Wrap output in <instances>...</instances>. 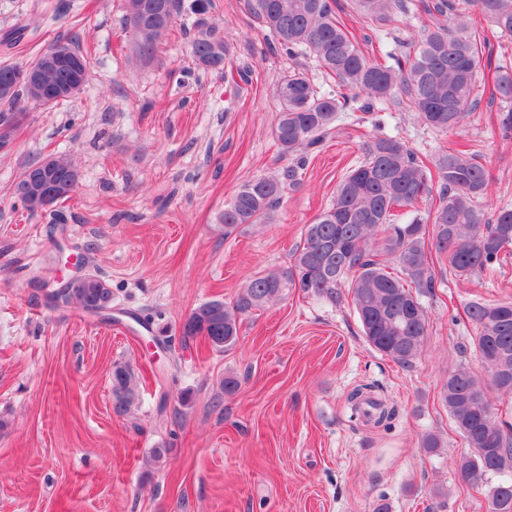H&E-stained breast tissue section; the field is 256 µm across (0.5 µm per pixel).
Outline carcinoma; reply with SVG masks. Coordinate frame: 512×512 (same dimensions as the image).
Returning a JSON list of instances; mask_svg holds the SVG:
<instances>
[{
	"instance_id": "cac0c4a2",
	"label": "carcinoma",
	"mask_w": 512,
	"mask_h": 512,
	"mask_svg": "<svg viewBox=\"0 0 512 512\" xmlns=\"http://www.w3.org/2000/svg\"><path fill=\"white\" fill-rule=\"evenodd\" d=\"M250 8L271 37L274 47L290 56H308L325 78L354 91L324 94L304 70H294L275 85L281 110L272 135L282 154L292 158L288 176L304 165L305 155L333 130L337 116L351 110L369 113L377 104L395 103L414 112L424 126L446 132L476 109L477 68L487 39L470 31L471 12L477 11L504 41L512 40V0H353L355 9L373 23L384 25L399 15L423 12L429 26L418 40L390 55L392 63L365 58L357 38L333 14L329 0H248ZM211 0H125L136 53L154 55L171 31L175 19L202 14ZM448 17L455 25L444 24ZM75 59L82 82L95 65L90 48L66 47ZM195 64L212 72L224 71L227 44L215 31L190 39ZM44 53L26 64L0 63V150L12 145L27 113L21 101L49 106L59 100L39 101L25 80L30 69L43 66ZM493 90L512 100V66L496 70ZM46 173L53 194L35 190L32 178ZM79 173L66 156L50 157L26 167L15 195L32 213H49V223L61 215L55 205L70 197ZM438 201L426 217L417 205L430 202L435 186ZM490 172L482 155L472 149L450 148L425 160L399 137L375 136L365 148L364 161L339 182L331 205L305 225L291 265L282 272L258 273L229 305L211 300L193 308L181 328L185 345L201 337L218 351L238 341L239 317L272 303L294 288L305 294L340 300L338 289L349 288L367 344L389 360L409 367L421 353L429 327L423 298L436 288L434 260H448V273L469 279L502 264L512 254V205L499 208L491 222L483 220L479 205L487 194ZM284 182L278 176H259L245 183L220 217L224 235L244 224L268 218L281 199ZM413 208V217L396 222L398 208ZM432 238H427V224ZM56 305H73L85 313L112 307V289L93 273L63 281L47 289ZM473 326L472 344L487 379L460 365L448 374L440 391L468 450L458 461L461 476L490 484L489 512H512V424L499 419L488 397L494 390L512 393V302L475 300L463 308ZM112 404L126 414L139 400L138 378L124 363L112 365ZM368 386L353 390L348 401L355 413L390 428L396 408L367 395Z\"/></svg>"
}]
</instances>
